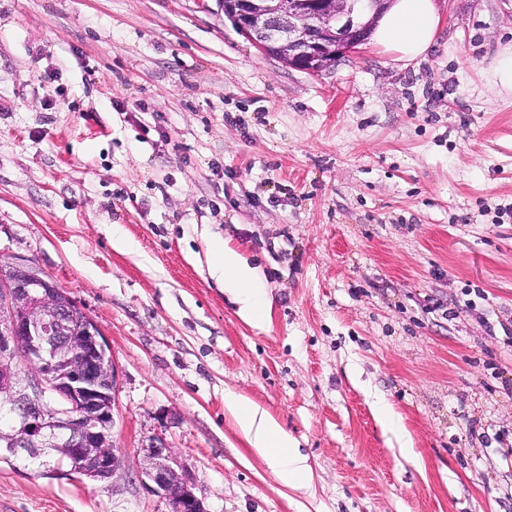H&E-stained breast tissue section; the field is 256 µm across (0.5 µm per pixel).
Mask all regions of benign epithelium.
Here are the masks:
<instances>
[{
  "mask_svg": "<svg viewBox=\"0 0 512 512\" xmlns=\"http://www.w3.org/2000/svg\"><path fill=\"white\" fill-rule=\"evenodd\" d=\"M390 2L224 0V17L264 55L319 75L361 43L366 21ZM72 305L36 267L0 261V401L12 424L0 434V449L110 481L128 468L114 439L118 369L93 318L72 325ZM136 456L143 487L169 512H207L163 437H145Z\"/></svg>",
  "mask_w": 512,
  "mask_h": 512,
  "instance_id": "1",
  "label": "benign epithelium"
}]
</instances>
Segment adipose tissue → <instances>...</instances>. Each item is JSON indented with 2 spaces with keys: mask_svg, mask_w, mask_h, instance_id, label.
<instances>
[{
  "mask_svg": "<svg viewBox=\"0 0 512 512\" xmlns=\"http://www.w3.org/2000/svg\"><path fill=\"white\" fill-rule=\"evenodd\" d=\"M441 23L434 0H392L370 40L395 67L403 69L430 52ZM209 253L210 274L238 304L240 316L252 324L266 322L270 303L255 269L223 239H212ZM224 408L283 486L294 490L308 488L311 470L306 457L271 416L232 391L224 394Z\"/></svg>",
  "mask_w": 512,
  "mask_h": 512,
  "instance_id": "obj_1",
  "label": "adipose tissue"
}]
</instances>
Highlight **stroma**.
Wrapping results in <instances>:
<instances>
[{
    "mask_svg": "<svg viewBox=\"0 0 512 512\" xmlns=\"http://www.w3.org/2000/svg\"><path fill=\"white\" fill-rule=\"evenodd\" d=\"M435 4L413 66L364 43L312 75L221 0H0V259L99 323L118 445L165 437L207 512H512V0ZM213 236L256 268L264 325L211 277ZM228 390L297 441L308 489ZM0 507L168 512L134 471L5 453ZM492 77L495 84L502 90L512 92V46L504 49L493 61ZM224 408L233 417L248 444L268 463L280 483L294 490L306 489L311 482L307 457L277 422L245 397L224 393Z\"/></svg>",
    "mask_w": 512,
    "mask_h": 512,
    "instance_id": "obj_1",
    "label": "stroma"
}]
</instances>
